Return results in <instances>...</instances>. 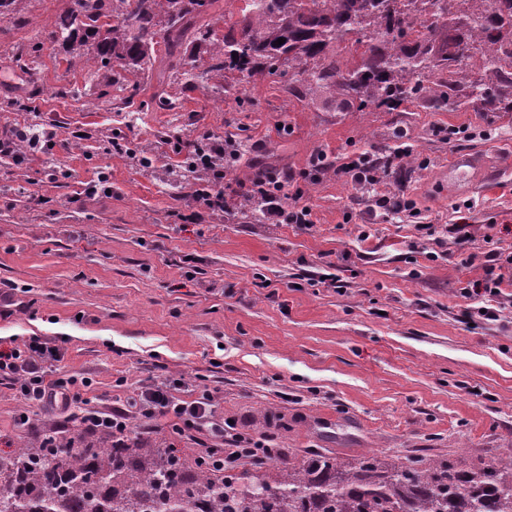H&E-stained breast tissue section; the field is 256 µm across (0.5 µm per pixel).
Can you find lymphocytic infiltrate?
I'll list each match as a JSON object with an SVG mask.
<instances>
[{"mask_svg": "<svg viewBox=\"0 0 512 512\" xmlns=\"http://www.w3.org/2000/svg\"><path fill=\"white\" fill-rule=\"evenodd\" d=\"M241 150L242 143L235 136L221 137L210 133L203 134L201 142L176 146V153L184 154L189 166L202 174L201 179L188 186L189 211L181 215L182 223L204 224L218 216L242 213L238 193L232 190L228 181L229 173L241 159ZM411 155L410 147L400 146L382 160L375 158L372 152L363 151L338 164L325 150L318 149L308 167L297 174L256 167L247 177V193L263 198V215L267 223L293 224L303 230L313 226L310 208L288 201V189L299 178L314 183L333 173L349 179L356 188L369 191L370 209L407 212L414 208L411 199L401 194H382L376 192L375 187L380 182L381 173ZM506 264L512 266V254L506 256L499 251H489L484 277L473 282L467 290L468 295L489 301L486 319H498L501 313L498 305L504 281L501 269ZM62 357L61 346L40 336L0 347V388L18 395L26 407L55 413L64 429H76L87 438L103 435L116 444L125 441L130 433L132 416L145 419L164 416L175 434L188 437L198 446H205L210 439L221 440L225 445L224 456L214 462L220 472L258 456L274 459L281 454L280 449L273 447L271 437H251L239 432L234 424L217 418L214 394L205 386L195 388L193 399L187 400L181 395L182 381L151 382L138 389L128 407L102 410L92 396L94 387L90 378L57 375L55 365Z\"/></svg>", "mask_w": 512, "mask_h": 512, "instance_id": "obj_1", "label": "lymphocytic infiltrate"}]
</instances>
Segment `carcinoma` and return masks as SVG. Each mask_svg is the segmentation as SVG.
I'll list each match as a JSON object with an SVG mask.
<instances>
[{"instance_id":"cac0c4a2","label":"carcinoma","mask_w":512,"mask_h":512,"mask_svg":"<svg viewBox=\"0 0 512 512\" xmlns=\"http://www.w3.org/2000/svg\"><path fill=\"white\" fill-rule=\"evenodd\" d=\"M224 32L206 21L217 0H73L52 37L87 63L135 78L164 44L169 76L196 88L191 38L224 93L288 67L306 94L337 108L395 111L415 99L435 108L501 105L512 112V0H229ZM285 39L281 45L277 39ZM451 72L459 79L438 76ZM497 453L354 462L319 452L299 461L255 458L218 477L168 442L116 446L80 436L0 454V512H512V461Z\"/></svg>"}]
</instances>
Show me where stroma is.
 I'll return each instance as SVG.
<instances>
[{"mask_svg": "<svg viewBox=\"0 0 512 512\" xmlns=\"http://www.w3.org/2000/svg\"><path fill=\"white\" fill-rule=\"evenodd\" d=\"M68 5L21 0L20 20H0V126L30 122L53 143L25 164L0 156V280L18 286L0 343L63 339L59 373L92 378L104 409L152 381L208 386L219 416L274 436L292 460L311 449L346 461L512 451V307L473 329L454 318L483 304L461 290L483 277L489 247L512 252V112L424 100L335 112L326 98L294 95L288 74L221 102L220 77L185 93L172 84L179 102L165 110L151 104L155 77L132 92L120 68L66 64L50 24ZM21 47L38 58L33 72L16 65ZM208 131L245 141L237 180L256 157L297 172L319 148L342 162L408 142L413 160L382 185L403 190L415 213L371 212L349 180L329 175L302 187L311 229L257 217L178 228L186 179L172 146ZM117 135L127 152L112 149ZM142 146L152 168L129 156ZM463 154L479 166L460 184L446 171ZM103 168L110 193L86 196ZM34 194L43 204H30ZM362 224L369 240L358 238ZM419 224H464L471 240L439 249L418 239ZM329 273L342 290L321 284ZM20 406L0 392L1 452L57 427L40 411L33 428L19 427Z\"/></svg>", "mask_w": 512, "mask_h": 512, "instance_id": "stroma-1", "label": "stroma"}]
</instances>
